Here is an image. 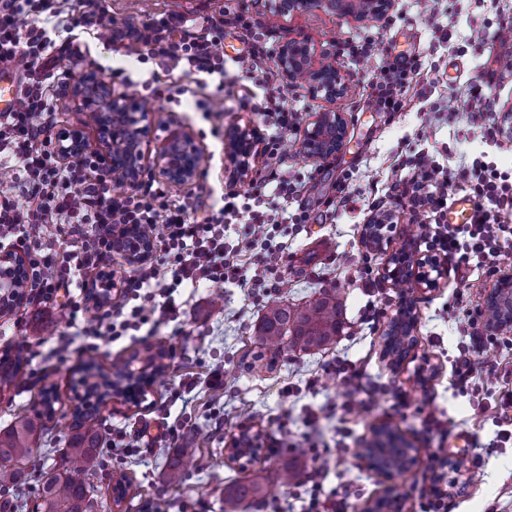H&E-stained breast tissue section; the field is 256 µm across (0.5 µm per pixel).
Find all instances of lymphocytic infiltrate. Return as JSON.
Returning a JSON list of instances; mask_svg holds the SVG:
<instances>
[{"label": "lymphocytic infiltrate", "instance_id": "lymphocytic-infiltrate-1", "mask_svg": "<svg viewBox=\"0 0 512 512\" xmlns=\"http://www.w3.org/2000/svg\"><path fill=\"white\" fill-rule=\"evenodd\" d=\"M68 30H88L112 45L127 39L136 47L140 62L152 63L166 73H179L180 81L168 88L169 101L188 94L183 77L223 75L224 55L219 46L225 29L237 30L248 47L236 57L239 72L263 83L273 77L267 66L269 51L251 38L257 20L241 13L221 12L204 17L198 31L188 32L183 16L161 14L133 25L103 6L102 0H0V64L19 77L17 103L0 114V241L26 258L28 301L52 305L60 293L81 289V299L71 302L72 315H84L80 331L82 353H93L137 331L180 323L183 312L174 294L181 285L232 283L243 288H281L278 271L285 261L271 243L265 212L241 201L238 191L225 189L205 200L185 194L168 199L161 186L148 182L117 190L103 157L87 153L64 156L57 148L58 102L82 59L73 43L51 39L47 23ZM416 57L386 62L373 86L372 103L378 111L399 113L408 106L406 92L420 75ZM252 109L280 133L266 146L277 157L282 137L298 128L300 116L288 106V96L273 89ZM464 110L474 134L497 146L500 129L489 112L482 85H475ZM404 191L412 206L425 209L430 219L422 237L433 256L449 259L457 269L496 268L512 248V174L499 170L483 157L451 169L433 153L423 152L405 163ZM456 185L471 198L475 214L470 223L449 224L448 188ZM154 227L151 258L115 283L113 256L122 255L118 233L122 225ZM242 227V244L224 239V227ZM259 248L251 267L236 259L239 247ZM122 286L131 308L101 304L102 290ZM465 294L454 304L456 322L470 332L455 360L452 377L459 391L475 392V368L480 353L495 348L499 332H476ZM332 448H310L312 467L305 480L308 496L302 512H346V492H323L319 479L322 462Z\"/></svg>", "mask_w": 512, "mask_h": 512}]
</instances>
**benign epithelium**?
Segmentation results:
<instances>
[{"label": "benign epithelium", "mask_w": 512, "mask_h": 512, "mask_svg": "<svg viewBox=\"0 0 512 512\" xmlns=\"http://www.w3.org/2000/svg\"><path fill=\"white\" fill-rule=\"evenodd\" d=\"M393 0H278L277 13L306 12L324 8L342 16L359 20L383 18L391 9ZM281 71L290 82L306 80L314 96L335 100L346 90L345 77L336 66L322 64L314 67L311 51L305 40L291 39L285 42L279 53ZM75 98L81 111L87 113L89 124L97 134L92 144L82 129L77 128L68 135L61 151L66 155L99 151L108 159L112 175L122 179L123 184L133 186L145 174L172 185H186L196 181L203 171L205 156L196 144L191 131L182 130L167 138L156 153L152 167L145 164V131L151 112L142 102L124 92H117L100 74L83 73L75 84ZM346 122L339 112L322 111L314 115L307 124L301 142L303 152L315 160H325L337 154L344 145ZM259 142L258 132L249 125H237L225 143L227 160L243 172L250 166ZM382 218L373 217L365 226L367 244L383 250V233L379 224ZM415 280L428 288L438 286L431 272L437 269L431 259L413 257ZM486 306L500 312L504 326H512V275L500 277L493 291L487 296Z\"/></svg>", "instance_id": "1"}]
</instances>
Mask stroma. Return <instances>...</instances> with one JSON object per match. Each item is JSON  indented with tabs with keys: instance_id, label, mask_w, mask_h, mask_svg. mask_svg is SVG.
I'll return each mask as SVG.
<instances>
[{
	"instance_id": "stroma-1",
	"label": "stroma",
	"mask_w": 512,
	"mask_h": 512,
	"mask_svg": "<svg viewBox=\"0 0 512 512\" xmlns=\"http://www.w3.org/2000/svg\"><path fill=\"white\" fill-rule=\"evenodd\" d=\"M106 3L110 10L137 23L162 13H181L193 27L207 14L226 9L246 11L252 18L271 22V29L264 32L270 53H277L285 41L307 40L314 62L336 61L347 82L345 94L328 101L313 96L307 82L289 83L280 75L274 81L275 87L287 91L289 106L300 112L303 120H310L313 113L322 110H334L342 113L347 128L341 151L323 162L303 153L301 132H294L286 142L281 170L299 186L300 193L287 210L275 214L274 239L284 243L288 255L280 270L284 287L272 292L219 284L181 287L175 294L184 312L181 332L163 327L155 334L126 337L98 351L97 359L107 369L115 361L129 360L150 349L162 348L170 354L168 367L149 388L146 402L134 404L113 398L98 413L106 470L126 473L131 482L121 504L123 512H139L146 500L158 497L170 501L169 512H221L225 488L260 468L276 472L295 456L294 451L284 449L277 456L261 454L243 465L231 461L226 453L232 438L248 427L262 431L263 445L270 448L280 439L282 430L304 433L302 417L306 409L330 408L345 401L352 406L347 416L350 435L344 450L332 456L324 477L329 489L342 483L351 485L350 512H367L388 487L387 481L359 458L373 428L381 424L400 430L417 448L416 462L404 476L406 483L424 488L432 476H441V486L448 493L447 512H487L492 506L498 512H512V446L483 458L480 481L470 482L465 471L452 466L454 460L470 453L472 445L488 442L497 426L495 410L477 413L470 397L456 393L452 385L451 363L458 354L461 337L448 308L456 293L465 291L471 295L473 309H482L497 274L484 269L463 273L443 263L439 288L428 291L414 285L407 292L416 313L413 348L397 366L382 353L383 339L402 307L398 290L386 273L387 254L408 241L416 254L425 252L419 235L427 221L425 214L412 211L408 198L391 189L400 177L394 169L398 152L429 150L435 152L441 164L453 166L462 155L475 156L485 150L498 168L512 170V140L502 139L500 148L486 150L466 123L449 119L446 110L449 100L464 103L470 86L478 82L483 83L485 101L494 114H501L512 102V76H487L496 56L512 54V38L502 36L498 26L502 13L512 8V0H439L438 19L448 30L444 44L434 41L431 24L418 0H395L386 18L379 21H359L323 9L275 17L271 14L274 0ZM366 40L377 45L371 56L344 55L345 43ZM77 44L83 54L82 70L105 76L112 70H123L130 79L124 92L150 102L149 154H156L175 131L186 128L194 133L198 146L209 158L206 169L189 186L169 187V195L210 189L218 192L228 186L247 194L259 178L269 175L265 151H258L248 171L241 175L234 173L224 154L225 140L233 126L251 124L264 142L273 133L272 127L243 105L245 97L261 99L263 89L236 69L233 59L243 47L239 37L232 34L224 39V87L205 89L203 98L208 107L204 110L170 103V76L153 73L151 65L137 62L125 46L107 47L86 33L80 34ZM397 56L420 57L427 74L421 79L424 96L413 98L410 110L392 115L376 111L368 94L386 60ZM342 176L349 179L357 207L321 221L325 203L334 198L335 183ZM377 203L395 217L382 251L367 247L362 238L363 226ZM301 206L307 207L310 222L291 223L290 213ZM321 237L331 242L332 250L321 262L314 263L310 248ZM361 258L368 259L374 270L377 294H367L351 279L349 266ZM324 291L336 292L342 301L344 330L335 344L307 355L281 352L270 370L251 367L253 330L265 306L275 301L300 304ZM71 333L70 308L62 300L45 312L23 302L0 313V353L19 351L25 357L12 383L0 388V429L10 425L17 413L38 408L37 395L44 386L55 385L59 396L55 415L41 434L40 445L47 450L39 461L43 467L58 461L72 435L71 387L79 377L83 359L76 352L62 360L51 356ZM339 358L362 372L363 389L346 387L326 372V365ZM215 364L224 367L222 405L212 403L201 383L195 390V406L184 410L176 405L171 409L172 416L196 430L200 451L189 468L185 489H165L161 475L171 450L155 439L163 429V414L155 406L169 397L183 371L201 376ZM391 383L406 391L408 408L393 407L382 395V387ZM288 384L298 388V395H283L282 389ZM430 414L447 419L445 436L427 432L424 419ZM138 430L145 437L136 452L126 455L113 448L117 435ZM439 450L450 463L431 468L430 457Z\"/></svg>"
}]
</instances>
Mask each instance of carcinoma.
I'll return each mask as SVG.
<instances>
[{
  "label": "carcinoma",
  "mask_w": 512,
  "mask_h": 512,
  "mask_svg": "<svg viewBox=\"0 0 512 512\" xmlns=\"http://www.w3.org/2000/svg\"><path fill=\"white\" fill-rule=\"evenodd\" d=\"M342 302L332 293H325L302 305L272 304L267 307L255 328V341L259 352L253 362L265 359L264 351L270 347L286 346L293 352H310L332 343L342 332ZM23 363L21 355L0 357V385L9 384ZM81 385L85 395L105 403L112 395V378L120 379L129 371V363H115L112 374H107L96 360L83 363ZM57 394L47 387L40 392L41 409L32 416L17 418L5 430H0V512H22L28 508L21 495H10L27 475L26 466L37 457L36 441L41 429V419L55 413ZM96 411L79 403L72 411L74 434L59 462L50 469H41L39 495L32 512H109L111 504H120L131 487L126 477L116 480L112 488L113 503H108L94 484L105 466L100 442L103 439ZM196 434L187 430L181 437L162 473V483L169 488H181L186 480V464L196 456ZM378 462L394 468L397 475L409 470L401 449L382 451ZM302 464H287L280 468L277 479L284 485L298 483L304 474ZM265 477L262 471L254 472L245 484H238L224 492L222 512H242V504L253 506L265 495Z\"/></svg>",
  "instance_id": "cac0c4a2"
}]
</instances>
